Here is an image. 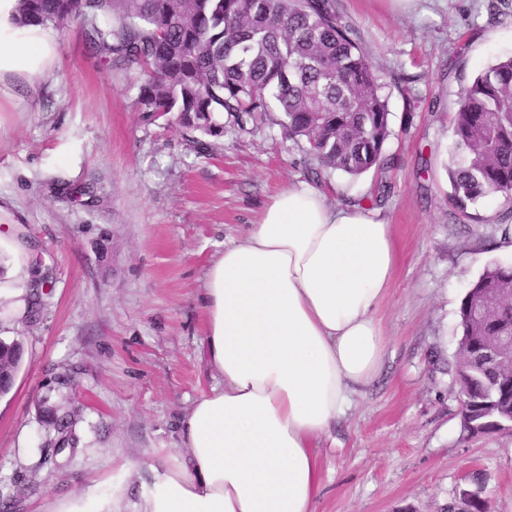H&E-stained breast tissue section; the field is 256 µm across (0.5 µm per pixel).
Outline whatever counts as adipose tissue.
<instances>
[{
	"label": "adipose tissue",
	"instance_id": "obj_1",
	"mask_svg": "<svg viewBox=\"0 0 512 512\" xmlns=\"http://www.w3.org/2000/svg\"><path fill=\"white\" fill-rule=\"evenodd\" d=\"M0 0V97L52 68L57 34ZM396 264L389 224L291 184L211 262L200 340L209 392L179 423L181 446L137 512H315L319 443L377 374L388 339L375 313Z\"/></svg>",
	"mask_w": 512,
	"mask_h": 512
}]
</instances>
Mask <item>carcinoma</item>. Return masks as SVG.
Listing matches in <instances>:
<instances>
[{"mask_svg": "<svg viewBox=\"0 0 512 512\" xmlns=\"http://www.w3.org/2000/svg\"><path fill=\"white\" fill-rule=\"evenodd\" d=\"M75 17L111 68L140 71V104L158 119L219 139L226 114L242 125L280 112L288 137L307 144L320 174L359 176L387 164L388 100L336 0H19L25 26ZM451 128L450 202L460 209L486 197L511 203L512 57L461 89ZM511 284L512 267L484 270L460 308L463 335H485L473 312L482 289ZM489 315L512 326V302ZM20 362L15 344L0 341V367L16 370ZM455 377L464 380L461 418L470 423L474 405L512 392V382L477 354L457 361ZM53 424L57 450L77 444L75 414L56 415ZM477 496L463 491L442 512H470Z\"/></svg>", "mask_w": 512, "mask_h": 512, "instance_id": "obj_1", "label": "carcinoma"}]
</instances>
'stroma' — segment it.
<instances>
[{"instance_id":"stroma-1","label":"stroma","mask_w":512,"mask_h":512,"mask_svg":"<svg viewBox=\"0 0 512 512\" xmlns=\"http://www.w3.org/2000/svg\"><path fill=\"white\" fill-rule=\"evenodd\" d=\"M337 8L388 98L380 172L320 178L275 112L225 118L218 144L199 148L144 112L138 76L93 53L78 19L57 27L39 84L0 100V340L23 347L0 395V512H57L94 486L134 512L157 450L179 447V420L214 383L200 352L207 269L297 182L334 205L372 202L397 249L376 314L382 365L319 444L315 512H440L465 489L512 512V431H464L453 378L465 295L488 264L512 265L499 229L512 206L457 208L447 171L461 88L512 55V0ZM35 268L51 288L30 315L16 300ZM62 408L76 411L80 443L59 453L50 419Z\"/></svg>"}]
</instances>
